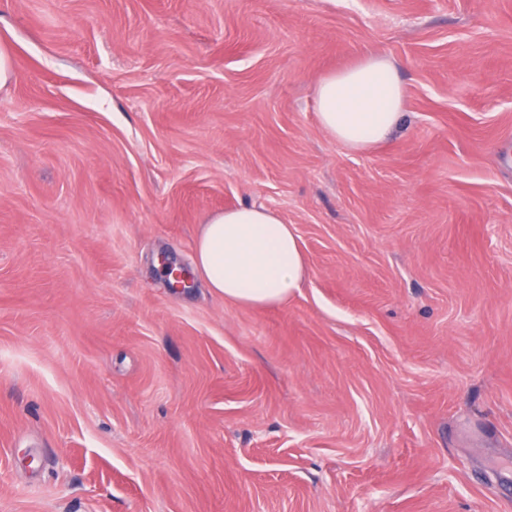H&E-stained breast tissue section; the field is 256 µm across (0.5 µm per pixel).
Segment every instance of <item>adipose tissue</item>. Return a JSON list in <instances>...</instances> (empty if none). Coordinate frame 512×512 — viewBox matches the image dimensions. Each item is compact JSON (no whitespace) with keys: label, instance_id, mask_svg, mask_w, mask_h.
<instances>
[{"label":"adipose tissue","instance_id":"1","mask_svg":"<svg viewBox=\"0 0 512 512\" xmlns=\"http://www.w3.org/2000/svg\"><path fill=\"white\" fill-rule=\"evenodd\" d=\"M403 101L394 63L369 56L320 81L317 118L336 141L363 151L388 137L398 123ZM193 263L206 288L225 300L252 307L287 301L307 276L294 226L261 205L210 216L194 241Z\"/></svg>","mask_w":512,"mask_h":512}]
</instances>
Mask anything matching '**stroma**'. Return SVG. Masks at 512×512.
<instances>
[{
  "label": "stroma",
  "mask_w": 512,
  "mask_h": 512,
  "mask_svg": "<svg viewBox=\"0 0 512 512\" xmlns=\"http://www.w3.org/2000/svg\"><path fill=\"white\" fill-rule=\"evenodd\" d=\"M0 512H512V0H0ZM396 65L399 124L325 132ZM264 205L309 268H192ZM403 101V85L394 63L382 56H368L320 81L317 118L336 141L363 151L388 137L403 112ZM193 263L206 288L252 307L287 301L308 272L294 226L262 205L210 216L194 241Z\"/></svg>",
  "instance_id": "obj_1"
}]
</instances>
